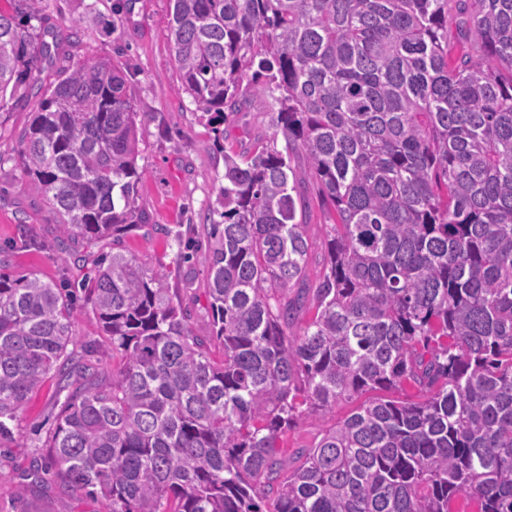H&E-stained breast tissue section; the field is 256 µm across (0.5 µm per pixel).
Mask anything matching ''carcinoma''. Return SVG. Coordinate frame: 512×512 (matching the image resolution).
I'll return each instance as SVG.
<instances>
[{
  "mask_svg": "<svg viewBox=\"0 0 512 512\" xmlns=\"http://www.w3.org/2000/svg\"><path fill=\"white\" fill-rule=\"evenodd\" d=\"M5 2L0 110L43 90L24 172L59 244L112 254L75 285L0 272V437L52 373L68 395L46 469L105 512H512V0H171L199 119L220 136L270 115L224 152L208 336L119 247L145 175L122 70L44 81L41 0ZM297 157L330 220L318 272ZM80 295L121 358L108 380L74 349ZM373 391L280 453L304 417ZM268 121L266 112L256 108L239 112L221 126L224 128V147L232 146L237 151L250 148L255 135L267 129Z\"/></svg>",
  "mask_w": 512,
  "mask_h": 512,
  "instance_id": "obj_1",
  "label": "carcinoma"
}]
</instances>
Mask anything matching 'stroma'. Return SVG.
I'll list each match as a JSON object with an SVG mask.
<instances>
[{
	"instance_id": "35a3bbf8",
	"label": "stroma",
	"mask_w": 512,
	"mask_h": 512,
	"mask_svg": "<svg viewBox=\"0 0 512 512\" xmlns=\"http://www.w3.org/2000/svg\"><path fill=\"white\" fill-rule=\"evenodd\" d=\"M170 0H42L39 30L51 47L42 63V77H55L88 59L108 58L126 76L127 90L145 118L139 129L138 164L146 171L139 186L140 226L125 237L122 248L164 269L171 287L180 289L183 306L197 335L209 333L206 269L191 258L192 243L209 223L211 206L224 175V147L250 148L257 133L267 129L266 112L248 108L224 125V146L213 145L210 126L199 122L191 98L178 89L179 76L168 40ZM79 19L72 28L71 19ZM41 96L31 92L14 105L0 124V245L9 246L5 267L15 273H37L59 283L80 280L85 267L74 254H86L84 243L70 244L62 253L52 247L54 221L23 173L18 141ZM28 224L38 245L19 238ZM77 350L98 375L111 377L119 358L103 336L87 302L77 310ZM64 402L55 377H47L27 398L11 436L0 441V512H101L102 506L83 491L61 488L59 479L22 496L18 489L27 474L43 463L39 439L45 438ZM353 403L307 416L279 443L282 454L294 456L311 447L319 432L348 415Z\"/></svg>"
}]
</instances>
